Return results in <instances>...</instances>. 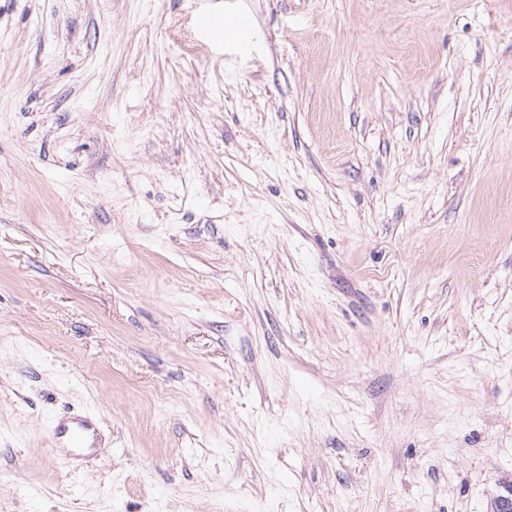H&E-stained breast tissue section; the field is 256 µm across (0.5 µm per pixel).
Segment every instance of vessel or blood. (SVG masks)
I'll list each match as a JSON object with an SVG mask.
<instances>
[{"instance_id":"vessel-or-blood-1","label":"vessel or blood","mask_w":512,"mask_h":512,"mask_svg":"<svg viewBox=\"0 0 512 512\" xmlns=\"http://www.w3.org/2000/svg\"><path fill=\"white\" fill-rule=\"evenodd\" d=\"M48 434L52 450L70 459L93 457L105 445L99 422L87 413H68L51 420Z\"/></svg>"}]
</instances>
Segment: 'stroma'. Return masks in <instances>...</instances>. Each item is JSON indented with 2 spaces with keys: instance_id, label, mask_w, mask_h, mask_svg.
Instances as JSON below:
<instances>
[{
  "instance_id": "35a3bbf8",
  "label": "stroma",
  "mask_w": 512,
  "mask_h": 512,
  "mask_svg": "<svg viewBox=\"0 0 512 512\" xmlns=\"http://www.w3.org/2000/svg\"><path fill=\"white\" fill-rule=\"evenodd\" d=\"M510 484L512 0H0V512ZM48 434L50 447L64 458H90L106 447L99 422L88 413H67L51 420Z\"/></svg>"
}]
</instances>
